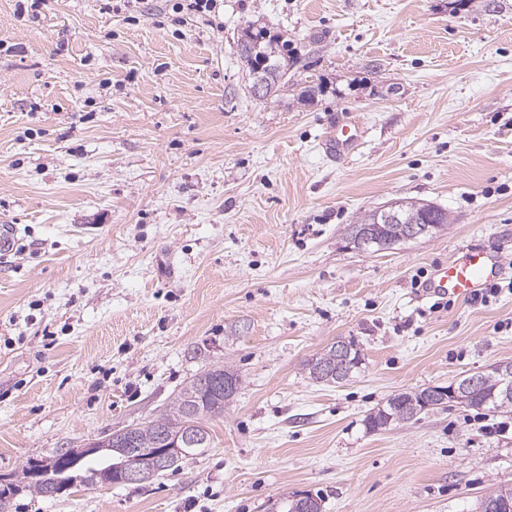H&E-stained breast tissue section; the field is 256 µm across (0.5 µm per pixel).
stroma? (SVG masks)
Listing matches in <instances>:
<instances>
[{
	"label": "stroma",
	"mask_w": 512,
	"mask_h": 512,
	"mask_svg": "<svg viewBox=\"0 0 512 512\" xmlns=\"http://www.w3.org/2000/svg\"><path fill=\"white\" fill-rule=\"evenodd\" d=\"M488 2L221 0L178 23L170 0H48L33 21L0 0V225L19 239L0 259V475L147 423L210 364L241 379L177 470L16 512H263L307 491L322 512H475L512 486V411L363 425L512 361V290L436 311L413 284L470 244L512 279V0ZM250 23L296 47L292 89L252 94ZM342 115L366 133L337 163L320 143ZM397 198L450 221L349 249ZM341 337L362 371L312 382L304 361Z\"/></svg>",
	"instance_id": "obj_1"
}]
</instances>
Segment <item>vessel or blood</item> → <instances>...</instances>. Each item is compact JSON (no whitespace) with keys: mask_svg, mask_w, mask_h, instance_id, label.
I'll use <instances>...</instances> for the list:
<instances>
[{"mask_svg":"<svg viewBox=\"0 0 512 512\" xmlns=\"http://www.w3.org/2000/svg\"><path fill=\"white\" fill-rule=\"evenodd\" d=\"M364 136L362 125L344 119L334 123L323 140L325 152L336 159L347 156ZM503 270L498 254L473 244L460 250L450 261L439 264L427 279L423 297L470 300Z\"/></svg>","mask_w":512,"mask_h":512,"instance_id":"b4317fda","label":"vessel or blood"}]
</instances>
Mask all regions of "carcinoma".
<instances>
[{
	"instance_id": "obj_1",
	"label": "carcinoma",
	"mask_w": 512,
	"mask_h": 512,
	"mask_svg": "<svg viewBox=\"0 0 512 512\" xmlns=\"http://www.w3.org/2000/svg\"><path fill=\"white\" fill-rule=\"evenodd\" d=\"M277 52L265 66L267 79L275 89L288 84V73L293 67L297 54L291 44L284 41L276 45ZM348 359H339L333 347L306 360L304 370L308 378L317 383L340 384L362 365V357L351 341L344 342ZM226 378L235 385L240 379L230 367L221 364L213 365L196 373L174 395L156 418L144 426L136 427V447L161 448V436L183 435L189 430L199 434L195 443L187 446L186 456H193L201 448L211 445V435L206 426L207 419L224 413V404L213 403L209 390V380ZM502 377L496 366L478 373L477 391L474 396L463 401V405L489 412H508L512 410V397L501 394ZM442 406L432 398V388L420 391H402L391 395L386 403L370 412L364 419L365 429L370 433L387 430L395 423L413 420L424 411ZM124 461L122 449L109 447L96 455L84 458L75 467L79 484L87 489L104 486V480L118 481L120 474L112 466ZM33 459H28L21 470L8 476L0 483V512H12L14 496L28 492L39 497H46L49 490L62 492L65 487V476L56 469H45L41 476H32Z\"/></svg>"
}]
</instances>
